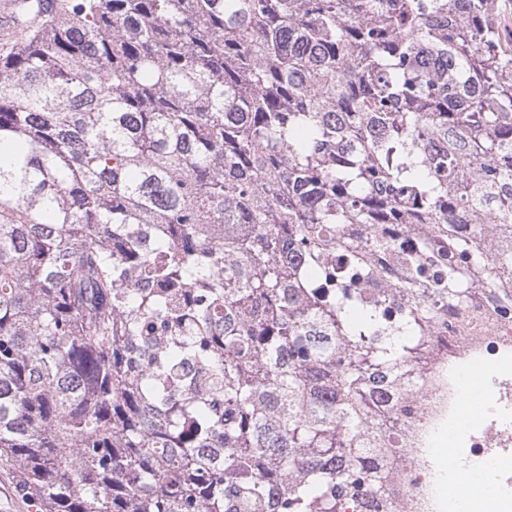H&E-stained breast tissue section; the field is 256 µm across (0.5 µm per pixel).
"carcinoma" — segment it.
Returning a JSON list of instances; mask_svg holds the SVG:
<instances>
[{"instance_id": "obj_1", "label": "carcinoma", "mask_w": 512, "mask_h": 512, "mask_svg": "<svg viewBox=\"0 0 512 512\" xmlns=\"http://www.w3.org/2000/svg\"><path fill=\"white\" fill-rule=\"evenodd\" d=\"M505 2L15 5L0 461L39 512L388 508L375 400L512 273L453 228L512 214Z\"/></svg>"}]
</instances>
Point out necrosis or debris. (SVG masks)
Listing matches in <instances>:
<instances>
[{
  "instance_id": "necrosis-or-debris-1",
  "label": "necrosis or debris",
  "mask_w": 512,
  "mask_h": 512,
  "mask_svg": "<svg viewBox=\"0 0 512 512\" xmlns=\"http://www.w3.org/2000/svg\"><path fill=\"white\" fill-rule=\"evenodd\" d=\"M480 289L437 325L424 368L380 405L370 428L395 463L386 486L394 512H433L458 483L436 481L432 439L448 419L461 470L490 472L492 493L474 512H512V315Z\"/></svg>"
}]
</instances>
